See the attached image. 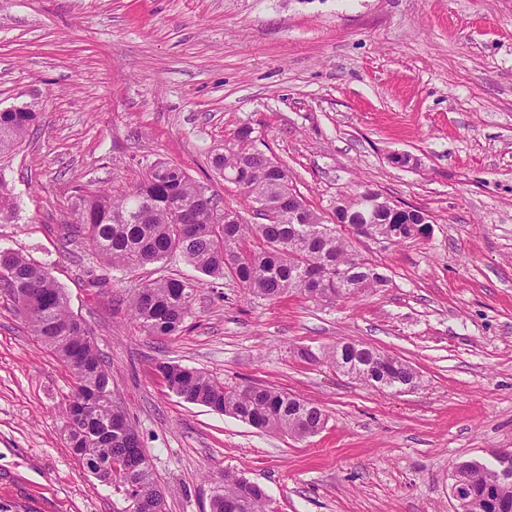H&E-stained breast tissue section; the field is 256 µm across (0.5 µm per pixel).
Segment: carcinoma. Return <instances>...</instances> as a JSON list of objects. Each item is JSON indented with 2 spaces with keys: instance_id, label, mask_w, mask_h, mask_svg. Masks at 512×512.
Instances as JSON below:
<instances>
[{
  "instance_id": "obj_1",
  "label": "carcinoma",
  "mask_w": 512,
  "mask_h": 512,
  "mask_svg": "<svg viewBox=\"0 0 512 512\" xmlns=\"http://www.w3.org/2000/svg\"><path fill=\"white\" fill-rule=\"evenodd\" d=\"M43 112L26 104L0 112V157L12 152L38 129ZM250 132L215 152L210 164L237 184L247 205L263 222L224 220L225 207L206 195L180 166L152 162L142 180L121 195H80L74 223L87 233L91 249L127 269L158 262L180 252L203 274L234 275L248 293L276 299L300 292L319 300L336 294L352 297L383 288L387 277L355 254L349 241L324 224L321 214L290 187L288 170L261 153L241 146ZM352 224L371 223L377 237L402 242L411 238L415 213L398 224L388 223L383 207L368 198L341 200ZM0 286L13 297L33 334L51 347L70 369L73 386L65 409V432L79 462L100 482L128 502L125 512H165V497L150 460L127 413L112 400L110 371L89 328L73 317L64 289L47 267L10 249H0ZM196 285L161 279L137 289L130 311L149 336H175L191 310ZM336 369L366 384L400 388L416 383L406 361L367 345L343 342L326 353ZM157 372L168 390L190 403L232 415L262 430L280 431L299 440L321 430L327 416L318 406L272 387L227 386L204 372L161 362ZM497 467L463 461L451 471L460 489L473 493L470 512H492L489 500L512 512V480L498 482ZM491 488V499L484 497ZM265 492L230 472L215 495L211 512H268Z\"/></svg>"
}]
</instances>
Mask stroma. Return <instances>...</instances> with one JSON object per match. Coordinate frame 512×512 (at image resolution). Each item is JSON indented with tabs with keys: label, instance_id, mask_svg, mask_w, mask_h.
Segmentation results:
<instances>
[{
	"label": "stroma",
	"instance_id": "stroma-1",
	"mask_svg": "<svg viewBox=\"0 0 512 512\" xmlns=\"http://www.w3.org/2000/svg\"><path fill=\"white\" fill-rule=\"evenodd\" d=\"M26 102L42 128L0 159L16 205L0 248L46 266L91 329L166 512H210L228 471L271 512H452L453 465L512 449V0H0V110ZM242 129L318 212L366 185L426 210L430 235L353 240L389 282L329 302L255 297L178 254L125 271L64 234L76 191L120 193L157 159L244 211L209 165ZM160 278L200 285L168 338L127 311ZM343 341L404 359L417 387L336 371L325 352ZM161 361L303 397L328 422L259 431L172 394ZM71 388L0 289V512H122L67 444Z\"/></svg>",
	"mask_w": 512,
	"mask_h": 512
}]
</instances>
